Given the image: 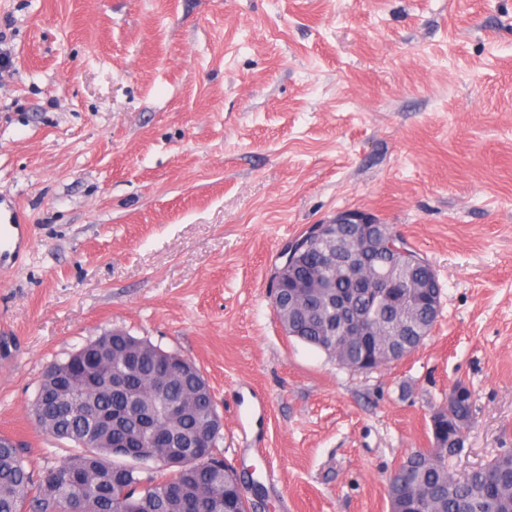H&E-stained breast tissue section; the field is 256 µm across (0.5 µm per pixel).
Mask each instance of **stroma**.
<instances>
[{
    "label": "stroma",
    "mask_w": 512,
    "mask_h": 512,
    "mask_svg": "<svg viewBox=\"0 0 512 512\" xmlns=\"http://www.w3.org/2000/svg\"><path fill=\"white\" fill-rule=\"evenodd\" d=\"M0 433L40 469L44 368L120 328L196 362L275 512H390L474 397L460 473L512 452V0H0ZM356 213L435 269L423 345L369 373L289 337L286 242ZM17 222V215L14 212H10L9 215H1L0 212V251L9 252L10 254L15 252L17 244L24 236V228ZM15 231L17 232V241L15 242ZM14 246V248H13ZM13 249V250H12ZM12 250V252H11Z\"/></svg>",
    "instance_id": "35a3bbf8"
}]
</instances>
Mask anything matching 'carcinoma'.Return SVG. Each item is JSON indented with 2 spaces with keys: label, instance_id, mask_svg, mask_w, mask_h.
<instances>
[{
  "label": "carcinoma",
  "instance_id": "carcinoma-1",
  "mask_svg": "<svg viewBox=\"0 0 512 512\" xmlns=\"http://www.w3.org/2000/svg\"><path fill=\"white\" fill-rule=\"evenodd\" d=\"M300 302L309 306L305 321L293 337L326 352L353 372L375 369L371 356L383 351L391 339L409 354L423 344V336H395L393 321L398 312L410 320L433 326L437 313L411 288H386L377 297L362 296L355 307L369 320L370 335L340 349L336 345L334 297L351 287L345 270L321 267L318 257H303L299 281ZM271 295L277 318L291 312L288 291L270 277ZM169 353L145 339L114 329L64 362L50 364L41 374L31 407L35 423L46 434L74 444L75 452L57 465L42 470L26 466L28 447L3 440L0 447V512H251L252 502L239 490V480L215 454L198 460L193 441L210 425L211 388L197 366L184 367L169 375L168 388L158 390L155 372ZM121 374L128 388L116 393L105 383L83 389L79 375ZM77 378L70 393L57 392V381ZM182 399L177 415L163 407L167 400ZM137 406L156 428L169 437V447L156 452L178 451L184 463L174 465L166 477L121 459L117 444L126 436L140 434L139 420L127 414ZM101 412L121 417L117 426L94 420ZM448 446L415 451L402 460L387 478L391 512H512V453L462 475L449 465L459 452L454 447L459 430L469 428L473 417L472 392L443 408Z\"/></svg>",
  "mask_w": 512,
  "mask_h": 512
}]
</instances>
